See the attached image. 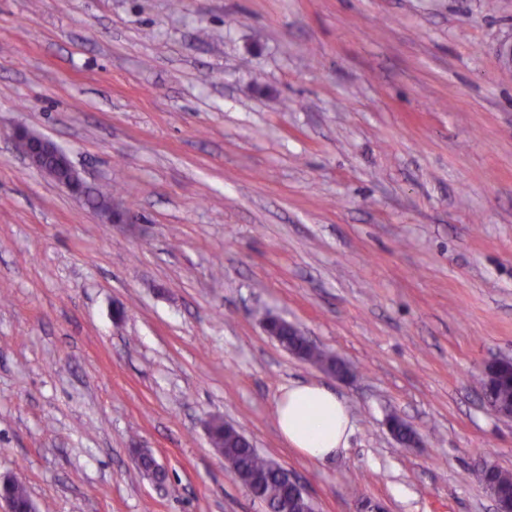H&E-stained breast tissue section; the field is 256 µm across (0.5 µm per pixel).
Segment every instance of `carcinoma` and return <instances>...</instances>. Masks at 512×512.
I'll list each match as a JSON object with an SVG mask.
<instances>
[{"mask_svg":"<svg viewBox=\"0 0 512 512\" xmlns=\"http://www.w3.org/2000/svg\"><path fill=\"white\" fill-rule=\"evenodd\" d=\"M275 340L293 355L316 365L326 373L334 374L342 368L348 369L347 364L310 343L301 333L288 334L286 326ZM498 367L506 377L493 383L483 372L479 378L481 388L490 391L494 402L512 404V359H503ZM210 439L213 448L224 457L235 478L254 490L255 499L273 507L293 494L294 488L282 479L275 469V463L262 457L240 431L215 419L210 425Z\"/></svg>","mask_w":512,"mask_h":512,"instance_id":"carcinoma-1","label":"carcinoma"}]
</instances>
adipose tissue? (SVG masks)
<instances>
[{
  "instance_id": "obj_1",
  "label": "adipose tissue",
  "mask_w": 512,
  "mask_h": 512,
  "mask_svg": "<svg viewBox=\"0 0 512 512\" xmlns=\"http://www.w3.org/2000/svg\"><path fill=\"white\" fill-rule=\"evenodd\" d=\"M276 421L288 445L315 461L346 447L353 430L346 402L316 383L286 388L278 401Z\"/></svg>"
}]
</instances>
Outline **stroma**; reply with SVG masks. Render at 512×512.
Returning <instances> with one entry per match:
<instances>
[{
  "mask_svg": "<svg viewBox=\"0 0 512 512\" xmlns=\"http://www.w3.org/2000/svg\"><path fill=\"white\" fill-rule=\"evenodd\" d=\"M510 40L512 0H0V476L40 512H266L220 416L315 512H496L471 471L512 472L474 382L512 356ZM19 126L131 223L29 167ZM307 382L354 423L324 461L276 425ZM109 197L99 190L90 189L86 204L98 210H103L102 216L107 224H128L131 222L128 212L120 207L118 203L111 200L107 205ZM106 207V208H105ZM271 319L278 324L288 323L277 316H271ZM288 327L295 329L292 324L288 323V326L281 329L279 336H272L284 349L305 361L311 362L326 373L336 374L341 368L347 372L349 371L347 364L335 355L310 343L306 336H303L299 331L295 330V333L289 336Z\"/></svg>",
  "mask_w": 512,
  "mask_h": 512,
  "instance_id": "obj_1",
  "label": "stroma"
}]
</instances>
